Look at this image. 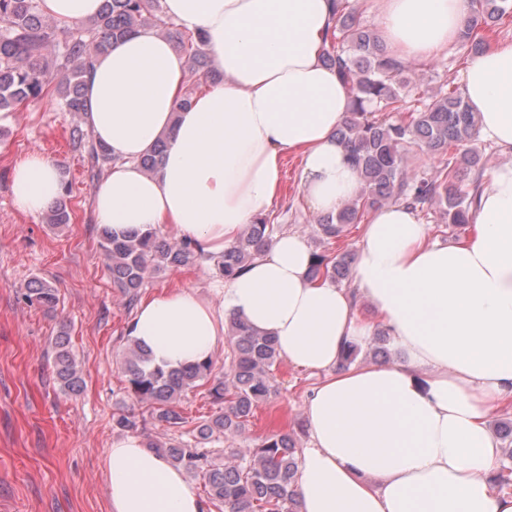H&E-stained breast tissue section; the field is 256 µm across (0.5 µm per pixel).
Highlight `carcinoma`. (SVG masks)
I'll list each match as a JSON object with an SVG mask.
<instances>
[{
  "label": "carcinoma",
  "instance_id": "obj_1",
  "mask_svg": "<svg viewBox=\"0 0 512 512\" xmlns=\"http://www.w3.org/2000/svg\"><path fill=\"white\" fill-rule=\"evenodd\" d=\"M332 3L335 23L323 62L337 70L351 95L352 108L336 136L359 172L361 190L336 214L320 217L318 233L335 239L370 209L399 201L421 209L434 205L450 224L470 223L486 172L476 113L456 87L425 96L405 84L402 75L413 71L412 64L386 53L378 33L357 21L350 0ZM470 4L459 42L477 53L486 48L483 33L511 14L512 4L508 0H470ZM160 9V0H104L93 19L62 27L40 11L38 0H0V112H16L54 89L65 111L79 119L70 132L72 148L87 159L90 178L99 177L109 157L87 128L83 78L113 42L135 29L154 27L185 55L188 72L197 82L212 78L203 34L181 30L160 15ZM412 95L416 107L411 109L406 97ZM381 112H396L400 117L381 118ZM414 148L439 159V167L429 175L410 171L407 155ZM163 158L161 142L141 166L151 173ZM70 198V185L64 181L59 198L44 213L45 222L73 223ZM273 232L269 216H262L224 249V255L209 257L188 241L170 243L160 238L154 229L118 235L105 224L98 228L112 283L129 306L139 299L147 276L161 270L209 261L224 278H233L268 247ZM352 262L348 253L331 258L315 252L311 278L347 281ZM23 296L47 311L57 306L54 289L41 281L30 282ZM224 334L232 350L225 374L214 371L211 360L180 368L156 365L143 348L130 344L123 358L127 391L148 406L153 423L168 430L184 427L186 420L177 405L200 382L209 384L207 396L217 406L186 437L151 441L148 447L185 472L201 476L207 502L219 512H298V448L288 432L269 433L237 463L216 462L219 450L210 444L216 437L236 436L246 429L253 408L271 394L273 367L280 360L275 341L239 316L227 318ZM54 363L61 388L78 393L82 380L64 331L56 338ZM145 424L146 419L129 411L112 417V428L119 432L143 429Z\"/></svg>",
  "mask_w": 512,
  "mask_h": 512
}]
</instances>
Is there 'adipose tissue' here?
<instances>
[{
    "instance_id": "ef3b65f1",
    "label": "adipose tissue",
    "mask_w": 512,
    "mask_h": 512,
    "mask_svg": "<svg viewBox=\"0 0 512 512\" xmlns=\"http://www.w3.org/2000/svg\"><path fill=\"white\" fill-rule=\"evenodd\" d=\"M394 57L426 62L455 43L469 0H363ZM164 14L205 36L214 79L179 109L186 63L144 27L113 43L84 78L86 123L111 163L92 192L98 223L122 234L165 225L218 256L279 194L286 155L301 159L309 206L333 214L360 177L336 140L350 95L322 54L331 0H161ZM102 0H39L67 27ZM463 94L480 136L512 154V42L470 54ZM165 141L157 172L142 156ZM56 166L31 154L10 173L17 209L37 215L59 196ZM468 236L432 241L417 210L396 202L364 224L352 288L309 277L304 236L267 251L209 297L172 288L142 300L126 332L158 364L218 353L235 314L273 337L281 357L320 374L305 402L298 452L300 512H512L492 493L502 453L489 415L512 404V164L485 176ZM367 301L375 319L356 306ZM384 329L401 358L339 369L347 344ZM110 512H204L182 468L140 436L113 438L103 459Z\"/></svg>"
}]
</instances>
